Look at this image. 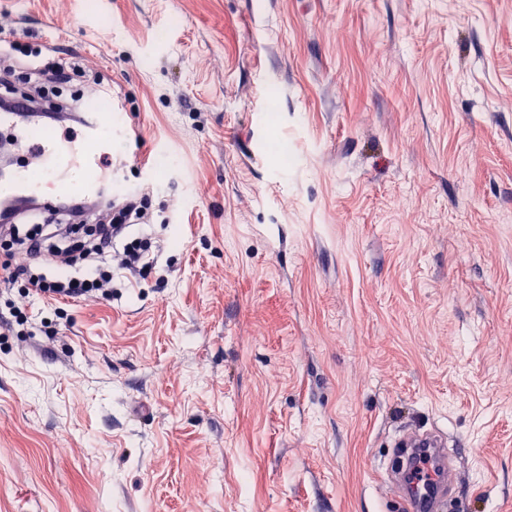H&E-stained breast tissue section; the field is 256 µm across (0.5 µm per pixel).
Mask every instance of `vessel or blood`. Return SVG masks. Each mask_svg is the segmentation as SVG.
<instances>
[{
    "label": "vessel or blood",
    "mask_w": 512,
    "mask_h": 512,
    "mask_svg": "<svg viewBox=\"0 0 512 512\" xmlns=\"http://www.w3.org/2000/svg\"><path fill=\"white\" fill-rule=\"evenodd\" d=\"M81 144L21 121L18 113L1 112L0 130L26 162L14 176L0 179V196L19 200L52 186L56 199L85 198L105 181L113 133L125 132L124 114L87 112ZM404 453V465H393L383 484L398 500L401 512H450L459 492L458 466L448 453V438L436 428L413 425L399 429L392 440Z\"/></svg>",
    "instance_id": "vessel-or-blood-1"
}]
</instances>
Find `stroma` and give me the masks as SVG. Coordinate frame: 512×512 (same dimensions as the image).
I'll use <instances>...</instances> for the list:
<instances>
[{
	"mask_svg": "<svg viewBox=\"0 0 512 512\" xmlns=\"http://www.w3.org/2000/svg\"><path fill=\"white\" fill-rule=\"evenodd\" d=\"M1 24L111 87L112 187L152 185L158 264L0 323V512H396L406 422L463 448L465 512H512V0Z\"/></svg>",
	"mask_w": 512,
	"mask_h": 512,
	"instance_id": "obj_1",
	"label": "stroma"
}]
</instances>
